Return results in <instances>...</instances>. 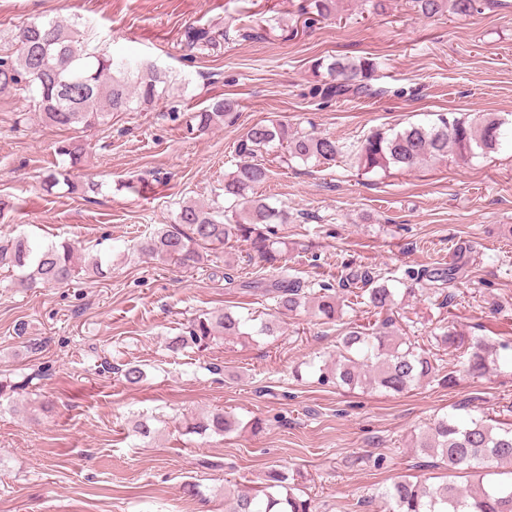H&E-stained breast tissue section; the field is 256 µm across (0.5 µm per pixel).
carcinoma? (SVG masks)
Segmentation results:
<instances>
[{"mask_svg":"<svg viewBox=\"0 0 512 512\" xmlns=\"http://www.w3.org/2000/svg\"><path fill=\"white\" fill-rule=\"evenodd\" d=\"M423 15L447 12L470 17L482 10L483 0H411ZM186 46L193 50L217 45L216 36L205 28L189 27ZM316 66L321 68L322 62ZM330 82L322 93L327 97L361 98L375 93L372 81L383 69L377 57L337 58L326 65ZM25 94L35 102L40 119L51 126L72 129L103 124L114 112H134L153 105L167 93L164 78L150 66L132 70L130 61L90 51L82 43L80 30L60 20H31L18 27L14 43L0 44V92ZM230 98L193 115L198 129L208 130L236 111ZM505 121L491 113L467 122L455 116L440 117L430 125H413L401 131L376 129L349 150L337 140L305 130L292 129L280 121L258 122L238 141L240 157L236 169L224 176V198L231 205L205 207L194 202L180 206L172 224H163L140 243L141 253L163 262L194 268L204 262L207 250L232 239L250 243L252 251L273 266L281 258L279 241L271 225L288 223V211L273 207L256 196L266 182L269 169L254 158L274 148L284 150L287 161L298 159L334 161L348 157L367 173L390 167L410 169L454 154L466 160L495 149L505 131ZM58 154L76 166L84 158L83 145L63 141ZM0 265L17 272L16 284L32 288L67 283L80 271L102 270L100 259L83 264L74 246L63 241L46 247L19 235L0 245ZM362 284V297L375 310L391 309L396 289L369 272L351 275L346 286ZM272 294L283 313L308 305L327 321L336 320L344 300L330 286L308 292L295 278L279 280L261 289ZM251 316L229 309L207 312L194 319L186 335L170 339L168 348L206 347L217 336H273L279 326L272 320L253 324ZM392 320L376 327L362 325L343 329L339 355L332 364L319 368V381H334L350 388L371 386L390 393H403L439 375L436 354L419 350L391 330ZM442 345L468 355L467 372L480 378L492 370L496 359L484 339H465L450 330L439 335ZM241 422L215 409L189 430L224 436L237 431ZM419 451L438 457L450 471L482 470L507 475V479L484 485L461 486L453 481L421 485L397 481L381 494L387 512H512V427H496L481 419L446 416L437 420L416 441ZM224 512H313L312 501L297 492L285 474L271 470L262 485L252 490H224Z\"/></svg>","mask_w":512,"mask_h":512,"instance_id":"carcinoma-1","label":"carcinoma"}]
</instances>
